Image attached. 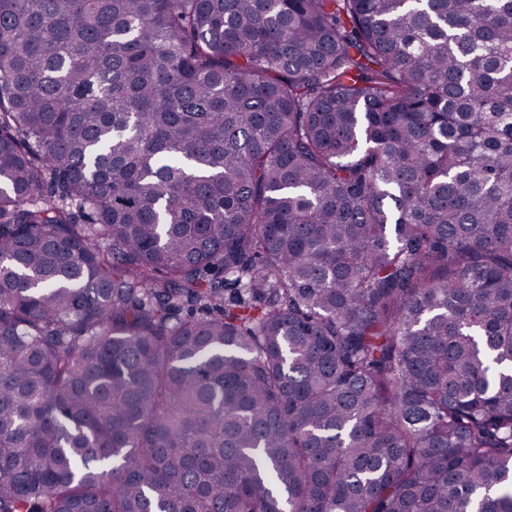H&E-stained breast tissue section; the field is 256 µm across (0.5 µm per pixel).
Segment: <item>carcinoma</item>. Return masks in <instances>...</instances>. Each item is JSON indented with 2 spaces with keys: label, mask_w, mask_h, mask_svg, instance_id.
Returning a JSON list of instances; mask_svg holds the SVG:
<instances>
[{
  "label": "carcinoma",
  "mask_w": 512,
  "mask_h": 512,
  "mask_svg": "<svg viewBox=\"0 0 512 512\" xmlns=\"http://www.w3.org/2000/svg\"><path fill=\"white\" fill-rule=\"evenodd\" d=\"M0 512H512V0H0Z\"/></svg>",
  "instance_id": "1"
}]
</instances>
